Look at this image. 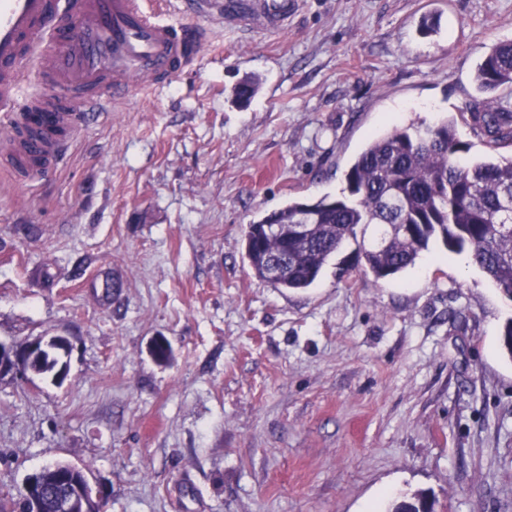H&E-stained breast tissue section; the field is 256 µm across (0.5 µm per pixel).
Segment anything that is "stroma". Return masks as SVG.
<instances>
[{"mask_svg":"<svg viewBox=\"0 0 512 512\" xmlns=\"http://www.w3.org/2000/svg\"><path fill=\"white\" fill-rule=\"evenodd\" d=\"M212 28L46 181L0 173V342L72 345L64 384L0 376V494L67 462L105 512H376L421 491L512 512V301L466 253L438 242L378 280L352 241L299 290L245 255L248 224L341 196L392 125L457 118L486 157L464 117L512 0H297L280 30Z\"/></svg>","mask_w":512,"mask_h":512,"instance_id":"1","label":"stroma"}]
</instances>
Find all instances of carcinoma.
I'll return each instance as SVG.
<instances>
[{
	"mask_svg": "<svg viewBox=\"0 0 512 512\" xmlns=\"http://www.w3.org/2000/svg\"><path fill=\"white\" fill-rule=\"evenodd\" d=\"M475 81L482 90L512 84V40L495 44L477 66ZM256 87L249 79L234 90L235 100L247 104ZM469 124L483 138L493 157L461 164L460 153L471 150L461 140L456 122L434 125H395L373 138L345 174L347 194L317 200H293L245 232L246 258L254 275L269 280L268 265L283 263L285 274L272 281L277 288H308L323 267L357 229L380 228L371 245H360L365 266L375 279L398 274L415 264L430 243L441 240L452 252H469L473 265L512 301V104L488 100L470 113ZM266 224H308L303 238L269 236ZM47 498L43 512H54V474L43 475ZM434 508L424 493L413 501L391 505L387 512H419ZM0 512H24V493L0 497Z\"/></svg>",
	"mask_w": 512,
	"mask_h": 512,
	"instance_id": "1",
	"label": "carcinoma"
}]
</instances>
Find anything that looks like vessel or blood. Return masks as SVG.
<instances>
[{
	"label": "vessel or blood",
	"mask_w": 512,
	"mask_h": 512,
	"mask_svg": "<svg viewBox=\"0 0 512 512\" xmlns=\"http://www.w3.org/2000/svg\"><path fill=\"white\" fill-rule=\"evenodd\" d=\"M166 0H0V162L22 182L52 174L97 112L153 89L209 49V21L279 30L295 0H191L169 22ZM36 61L38 94L22 69Z\"/></svg>",
	"instance_id": "obj_1"
}]
</instances>
